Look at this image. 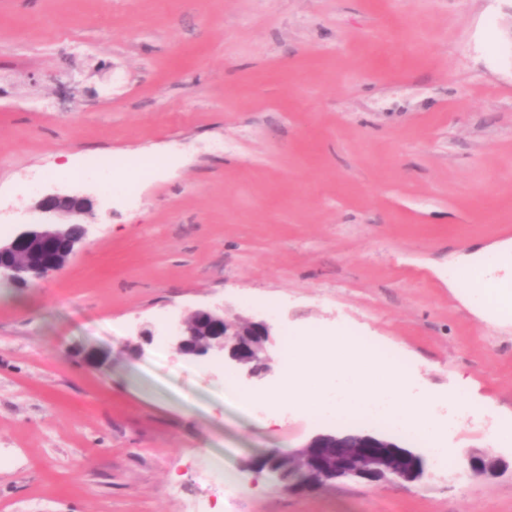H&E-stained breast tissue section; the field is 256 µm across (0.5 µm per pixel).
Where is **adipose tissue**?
<instances>
[{"mask_svg": "<svg viewBox=\"0 0 512 512\" xmlns=\"http://www.w3.org/2000/svg\"><path fill=\"white\" fill-rule=\"evenodd\" d=\"M323 343V337L312 334L292 337L288 373L279 391L266 394V401L274 403L280 396L287 395L301 411H320L331 383L314 386L312 366ZM334 346L332 383L342 384L345 388L344 397L336 405L341 415L359 414L367 404L386 396L398 420L419 432L424 439H433L437 420L431 409V397L404 399L396 372L362 342L344 335L336 337Z\"/></svg>", "mask_w": 512, "mask_h": 512, "instance_id": "ef3b65f1", "label": "adipose tissue"}]
</instances>
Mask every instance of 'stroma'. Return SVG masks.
Listing matches in <instances>:
<instances>
[{
    "mask_svg": "<svg viewBox=\"0 0 512 512\" xmlns=\"http://www.w3.org/2000/svg\"><path fill=\"white\" fill-rule=\"evenodd\" d=\"M110 156L135 199L103 192ZM86 200L59 273L0 287V512H512V0H0V200L11 229ZM497 255L475 311L460 259ZM352 335L442 414L473 407L402 487L304 492L247 469L356 420L253 415L167 326L200 308ZM153 342L130 353L139 331ZM233 473L237 486L217 481Z\"/></svg>",
    "mask_w": 512,
    "mask_h": 512,
    "instance_id": "stroma-1",
    "label": "stroma"
}]
</instances>
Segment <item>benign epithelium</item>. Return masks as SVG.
<instances>
[{"label":"benign epithelium","instance_id":"7a95c632","mask_svg":"<svg viewBox=\"0 0 512 512\" xmlns=\"http://www.w3.org/2000/svg\"><path fill=\"white\" fill-rule=\"evenodd\" d=\"M77 200L79 197L73 195L46 196L37 206L43 215L41 221L26 224L10 239L0 241V260L11 258L7 266L0 263V276L24 281L28 278L44 279L61 271L74 251H63L59 244L82 241L87 229L82 224H53L50 217L63 212L61 205ZM269 336L270 327L263 320L229 323L223 315L210 308L196 310L178 323L171 333L180 356L195 359L221 354L224 366L239 371L248 380L261 379L268 373L264 348ZM366 439V435H319L307 446L288 455V468L279 465L278 454L255 459L253 468L259 473H267L290 493L318 487L330 474L338 478L355 476L373 486L383 483L399 485L406 480L404 461L412 452L400 450L390 455L364 456L361 447ZM469 465L479 473L496 469L499 462L474 451L469 455Z\"/></svg>","mask_w":512,"mask_h":512}]
</instances>
